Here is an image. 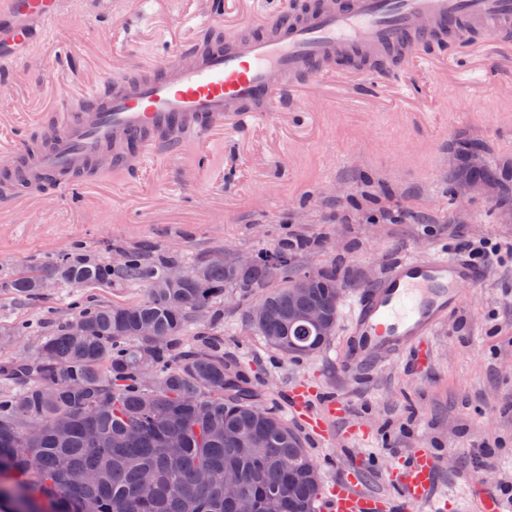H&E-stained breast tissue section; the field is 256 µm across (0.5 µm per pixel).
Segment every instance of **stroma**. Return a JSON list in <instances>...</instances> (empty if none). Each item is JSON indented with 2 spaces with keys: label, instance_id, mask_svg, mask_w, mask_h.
<instances>
[{
  "label": "stroma",
  "instance_id": "stroma-1",
  "mask_svg": "<svg viewBox=\"0 0 512 512\" xmlns=\"http://www.w3.org/2000/svg\"><path fill=\"white\" fill-rule=\"evenodd\" d=\"M203 0H146L114 10L106 0L77 4L54 28L39 31L28 55L0 67V106L13 122L0 135L42 141L62 108L84 106L100 73L169 58L204 18ZM397 62L391 97L369 102L329 93L309 98L287 121L263 113L204 145L161 162L157 173L103 174L86 190L43 187L23 200L17 222L0 221V282L31 264L82 244L101 257L151 247L184 266L223 254L225 261L271 252L289 233L306 245L284 272H335L342 289L336 330L317 353L292 358L255 328L250 309L263 289L228 284L219 309L194 315L188 335L220 333L225 358L240 367L255 403L278 413L318 466L321 488L356 474L367 491L391 496L390 470L414 449L439 461L446 512H472L473 493L512 483V263L481 271L464 303L428 340L426 365L387 361L349 370L339 353L354 296L406 256L465 258L470 242L512 241V197H457L449 180L465 152L512 169V61L449 72L436 82L429 59ZM129 303L143 289L57 288L38 299L0 289V362L33 352L68 310L72 297ZM312 385L315 404L348 406L334 438L313 434L285 400L291 384ZM351 426L370 437L348 438ZM494 452L479 466L481 446Z\"/></svg>",
  "mask_w": 512,
  "mask_h": 512
}]
</instances>
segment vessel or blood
I'll return each mask as SVG.
<instances>
[{"label": "vessel or blood", "mask_w": 512, "mask_h": 512, "mask_svg": "<svg viewBox=\"0 0 512 512\" xmlns=\"http://www.w3.org/2000/svg\"><path fill=\"white\" fill-rule=\"evenodd\" d=\"M68 4L9 0L16 21L0 27V60L26 53L33 25L51 24ZM253 4L232 0L224 20L237 30L229 38H209V16L170 58L146 62L133 74L113 71L107 94H88L82 111L64 114L41 144H1L0 176L20 192L47 184L66 190L84 183L94 165L129 170L151 151L172 158L182 153L185 136L207 139L253 112L286 118L304 79L318 86L335 74L368 80L376 99L393 75L379 64L390 53L417 59L426 45L466 42L474 31L491 36L490 51L512 44V0H321L271 17L255 12ZM480 278L479 270L456 258L398 259L353 299L347 350L361 353L368 364L422 361L429 336L459 310L462 286ZM310 401L306 384L288 393L300 421L331 438L345 408L330 399L316 411ZM437 472L435 456L413 450L395 471L394 496L364 491L352 476L330 489L327 512H413L419 506L442 512L434 493Z\"/></svg>", "instance_id": "1"}]
</instances>
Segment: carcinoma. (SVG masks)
I'll return each mask as SVG.
<instances>
[{
    "label": "carcinoma",
    "instance_id": "carcinoma-1",
    "mask_svg": "<svg viewBox=\"0 0 512 512\" xmlns=\"http://www.w3.org/2000/svg\"><path fill=\"white\" fill-rule=\"evenodd\" d=\"M460 177L497 181L502 170L468 168L453 175ZM267 259L246 273L209 260L165 288L178 257L148 250L117 267L76 244L0 282L25 298L41 296L46 277L69 288H110L115 277L147 292L121 306L76 302L71 315L84 335H72L65 321L33 355L0 365V468L11 484L48 502L49 512H235L222 482L233 470L258 512H315L317 464L297 433L252 402L218 334L185 339L190 314L217 304L225 284L264 287ZM336 288L332 273L306 295L286 285L268 291L263 302L274 316L260 334L286 356L320 351L328 337L288 320V311L319 305L334 325ZM145 322L155 335H140ZM145 360L150 382L138 372ZM32 422L41 428L36 436L25 433Z\"/></svg>",
    "mask_w": 512,
    "mask_h": 512
}]
</instances>
